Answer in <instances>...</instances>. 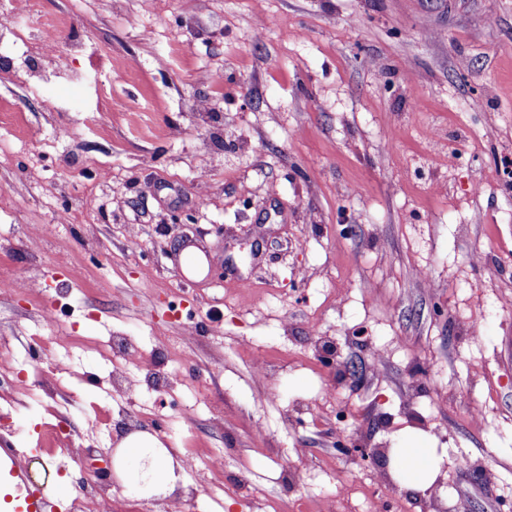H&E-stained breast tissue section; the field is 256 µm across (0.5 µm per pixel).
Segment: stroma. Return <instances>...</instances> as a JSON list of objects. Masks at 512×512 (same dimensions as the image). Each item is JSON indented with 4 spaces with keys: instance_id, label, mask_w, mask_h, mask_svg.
Segmentation results:
<instances>
[{
    "instance_id": "1",
    "label": "stroma",
    "mask_w": 512,
    "mask_h": 512,
    "mask_svg": "<svg viewBox=\"0 0 512 512\" xmlns=\"http://www.w3.org/2000/svg\"><path fill=\"white\" fill-rule=\"evenodd\" d=\"M0 25V280L26 285L0 295L22 373L0 447L53 512L86 480L113 512H164L113 469L137 431L193 457L186 512L345 491L422 512L338 449L362 440L436 449L447 507L512 512V0H0ZM114 336L142 361L104 353ZM218 450L222 493L197 494Z\"/></svg>"
}]
</instances>
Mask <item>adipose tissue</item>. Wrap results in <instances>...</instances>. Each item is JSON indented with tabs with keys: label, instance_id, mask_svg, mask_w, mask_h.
<instances>
[{
	"label": "adipose tissue",
	"instance_id": "ef3b65f1",
	"mask_svg": "<svg viewBox=\"0 0 512 512\" xmlns=\"http://www.w3.org/2000/svg\"><path fill=\"white\" fill-rule=\"evenodd\" d=\"M120 456L138 481L137 493L151 494L157 491L173 493L180 479L176 463L168 449L146 432H135L124 437L120 444ZM401 483L410 490L428 488L434 474V457L431 449L409 445L401 450L398 466Z\"/></svg>",
	"mask_w": 512,
	"mask_h": 512
}]
</instances>
